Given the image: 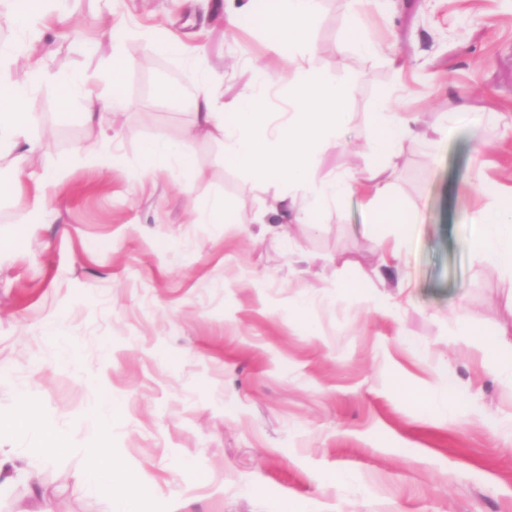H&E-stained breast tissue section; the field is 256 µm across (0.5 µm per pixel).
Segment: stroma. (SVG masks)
<instances>
[{"label": "stroma", "instance_id": "35a3bbf8", "mask_svg": "<svg viewBox=\"0 0 512 512\" xmlns=\"http://www.w3.org/2000/svg\"><path fill=\"white\" fill-rule=\"evenodd\" d=\"M229 0H65L32 47L49 77L25 108L38 118L35 167L69 166L46 189L47 213L24 192L0 197V415L20 389L36 392L65 448L36 458L39 436H0L19 471L0 512H111L84 481L85 431L77 419L115 401L119 426L105 444L149 493L143 512H512V395L452 334L458 304L477 332L512 329V276L468 248L471 215L489 192L512 187V0H374L367 36L379 56L348 48L341 0H322L309 32L318 70L348 88L347 145L327 149L313 173L366 176L369 114L399 90L418 125L449 117L445 141L405 150L392 181L416 222L399 267L378 280L361 194L319 224H294L253 242L240 225L202 224L226 200L238 215L267 210L247 178L225 164L222 143L191 144L188 168L141 171L144 143L183 142L194 122L196 77H215L224 101L246 93L254 67L289 73L262 29L228 31ZM134 60L119 83L112 50ZM102 96H123L108 116L113 161L90 167L78 148L99 146L79 103L62 105L54 75ZM183 89L181 101L164 95ZM488 143L487 193L466 190L474 142ZM314 256L293 272L289 249ZM350 285L325 301L318 282ZM413 285L395 318L370 299ZM313 300L305 315L299 297ZM448 386L466 415L430 414L399 388Z\"/></svg>", "mask_w": 512, "mask_h": 512}]
</instances>
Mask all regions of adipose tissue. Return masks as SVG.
<instances>
[{
	"instance_id": "1",
	"label": "adipose tissue",
	"mask_w": 512,
	"mask_h": 512,
	"mask_svg": "<svg viewBox=\"0 0 512 512\" xmlns=\"http://www.w3.org/2000/svg\"><path fill=\"white\" fill-rule=\"evenodd\" d=\"M319 7L320 0H246L243 8H229L226 20L231 27L241 13L252 14L264 32L267 51L288 64L291 77L279 90L266 70L255 69L249 91L227 104L209 93L210 77L200 74L195 126L199 132L223 141L225 162L246 175L251 191L265 193L272 184H283L273 208L279 224L253 217L252 240L258 242L278 233L283 223L316 222L327 208L358 192L369 216L367 233L380 256L377 275L383 278L396 267L400 247L413 233V224L406 216L403 200L393 190L387 168H379L362 186L345 171L319 183L310 179L325 149L340 146L350 122L344 110L347 89L324 77L312 60L308 32ZM41 17V9H15L8 0H0V19L13 25L21 36L14 50L27 59L20 75L0 66V152L24 159L38 150L31 136L37 119L26 111L25 103L46 78L41 60L32 58L25 38ZM56 81L62 104L81 101L87 121L101 120L102 110L120 112L126 107L122 96L102 100L76 77L60 75ZM279 92L284 95L286 107L281 112L270 111V98ZM429 138V132L420 130L416 118L405 112L402 100L386 95L376 104L364 149L376 157H396L405 148ZM67 174L64 166L50 173L22 172L14 182H1L0 194L14 193L23 181H31L28 207L31 213L41 215L46 210V187L62 183ZM468 246L494 266L512 271V192L496 194L490 207L474 217ZM455 335L484 358L501 386L512 390V341L475 331L463 307L455 317ZM85 475L93 492L108 495L118 488L130 490V497L121 499L118 512H133V497L146 493L107 448L88 450Z\"/></svg>"
}]
</instances>
